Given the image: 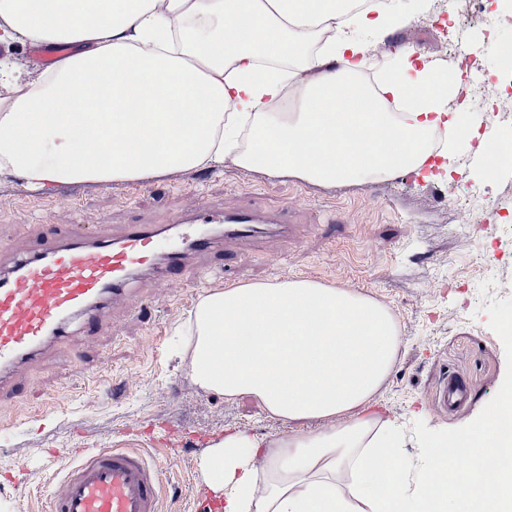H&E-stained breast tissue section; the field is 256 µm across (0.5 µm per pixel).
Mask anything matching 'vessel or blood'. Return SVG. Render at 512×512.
<instances>
[{"label":"vessel or blood","mask_w":512,"mask_h":512,"mask_svg":"<svg viewBox=\"0 0 512 512\" xmlns=\"http://www.w3.org/2000/svg\"><path fill=\"white\" fill-rule=\"evenodd\" d=\"M284 211L199 208L171 224H127L85 235L44 225L0 242V402L15 397L26 369L74 325L95 329L109 306L129 297L137 274L185 280L192 261L228 267L237 248L294 233ZM156 467L129 448L83 450L63 459L48 512H160Z\"/></svg>","instance_id":"vessel-or-blood-1"}]
</instances>
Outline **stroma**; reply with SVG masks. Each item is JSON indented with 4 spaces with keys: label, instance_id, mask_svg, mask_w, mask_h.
Here are the masks:
<instances>
[{
    "label": "stroma",
    "instance_id": "obj_1",
    "mask_svg": "<svg viewBox=\"0 0 512 512\" xmlns=\"http://www.w3.org/2000/svg\"><path fill=\"white\" fill-rule=\"evenodd\" d=\"M398 26L369 55L370 76L394 55L410 51L449 66L448 46L476 50L467 102L471 115L489 111L478 88L495 83L499 59L512 47V26L498 16V0H483L472 22L444 28L438 0ZM465 181L492 223L479 247L461 250L448 184ZM512 196V165L488 173L477 141H456L453 171L444 180L403 171L368 185H311L245 170L233 163L181 171L146 183L69 185L51 193L22 178L0 181V241L15 227L75 224L120 229L131 223L167 224L200 205L212 209L287 207L300 238L240 247L228 270H209L190 283L141 280L150 314L115 309L93 333H76L69 348L36 363L13 403L0 406V512H45L59 477L54 450L133 448L157 462L161 512H207L209 493L199 476L202 454L194 435L210 440L243 431L287 435L291 425L267 416L253 399L234 401L198 387L190 356L180 352L182 325L201 294L275 278H307L372 296L396 316L403 344L399 362L375 408L399 428L408 457L426 438H454L482 421L512 382V224L497 223L503 195ZM462 382L467 401L443 409L446 378Z\"/></svg>",
    "mask_w": 512,
    "mask_h": 512
}]
</instances>
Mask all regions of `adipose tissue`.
<instances>
[{
  "instance_id": "adipose-tissue-1",
  "label": "adipose tissue",
  "mask_w": 512,
  "mask_h": 512,
  "mask_svg": "<svg viewBox=\"0 0 512 512\" xmlns=\"http://www.w3.org/2000/svg\"><path fill=\"white\" fill-rule=\"evenodd\" d=\"M428 0H0V44L68 45L37 76L0 61V180L45 191L109 186L223 166L306 183L368 184L403 170L451 172L452 141L476 129L447 75L404 53L375 86L362 75L374 43ZM361 128L397 132L393 153L359 152ZM318 138L321 158L304 142ZM183 333L194 382L248 396L299 424L257 440L225 433L198 461L221 512H512V465L470 491L488 458L512 452V388L451 443L408 459L371 404L397 363L398 322L381 302L300 278L206 291ZM473 462L463 479L412 485V467ZM394 471L382 472L384 460Z\"/></svg>"
}]
</instances>
